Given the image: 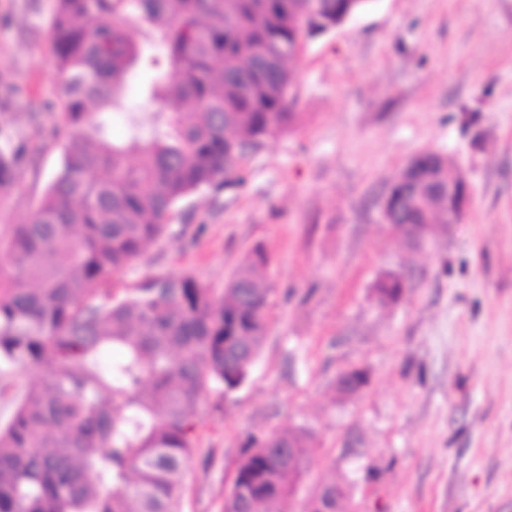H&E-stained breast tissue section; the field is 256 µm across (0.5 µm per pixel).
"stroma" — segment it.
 Returning a JSON list of instances; mask_svg holds the SVG:
<instances>
[{"label": "stroma", "instance_id": "stroma-1", "mask_svg": "<svg viewBox=\"0 0 512 512\" xmlns=\"http://www.w3.org/2000/svg\"><path fill=\"white\" fill-rule=\"evenodd\" d=\"M50 0H0V132L27 158L0 229L27 219L60 162L41 135L55 89ZM297 128L242 161L246 186L176 206L161 243L107 287L155 273L223 288L262 245L272 284L247 382L199 409L183 512H218L253 433L304 428L311 472L345 512H512V0H377L295 61ZM472 189L460 223L409 248L381 203L419 152ZM409 275L399 304L374 283ZM369 382L339 392L345 370Z\"/></svg>", "mask_w": 512, "mask_h": 512}]
</instances>
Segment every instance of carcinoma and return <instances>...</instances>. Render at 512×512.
<instances>
[{"mask_svg":"<svg viewBox=\"0 0 512 512\" xmlns=\"http://www.w3.org/2000/svg\"><path fill=\"white\" fill-rule=\"evenodd\" d=\"M373 0H54L49 20L63 141L60 168L23 224L0 234V512H181L198 408L249 376L266 331L270 258L257 245L224 288L152 275L123 294L103 287L167 229L202 188L242 187L241 161L297 123L302 43ZM134 28L149 44L130 39ZM157 108L146 124L129 100ZM114 112L126 133L112 138ZM25 147L0 140V191ZM448 156L423 151L382 202L385 223L458 224L448 206ZM407 281L374 285L382 306ZM109 356V363H103ZM368 384L359 368L338 389ZM302 428L250 437L220 512H290L309 470ZM313 488L306 512L343 499Z\"/></svg>","mask_w":512,"mask_h":512,"instance_id":"1","label":"carcinoma"}]
</instances>
